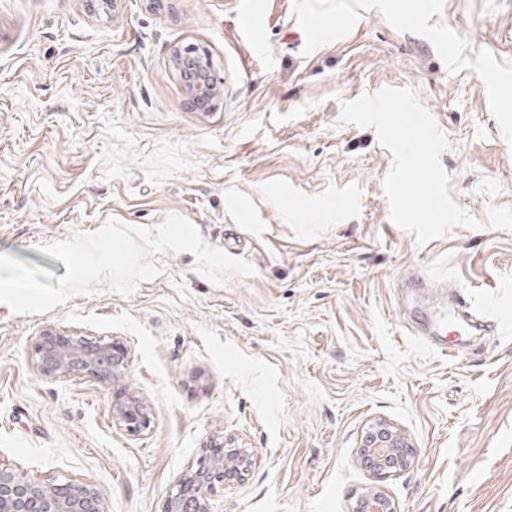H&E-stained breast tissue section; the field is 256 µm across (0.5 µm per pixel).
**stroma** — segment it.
Returning a JSON list of instances; mask_svg holds the SVG:
<instances>
[{
  "instance_id": "stroma-1",
  "label": "stroma",
  "mask_w": 512,
  "mask_h": 512,
  "mask_svg": "<svg viewBox=\"0 0 512 512\" xmlns=\"http://www.w3.org/2000/svg\"><path fill=\"white\" fill-rule=\"evenodd\" d=\"M188 46L224 81L214 111L185 103L171 56ZM506 72L512 0H0V253L60 277L42 246L177 215L254 268L215 285L168 251L128 295L104 279L46 313L0 305V464L162 512L202 449L245 448L214 512H348L382 419L417 452L382 483L400 512H512V321L439 327L462 300L512 305ZM386 87L446 135L449 193L479 228L420 245L391 221L392 155L340 119ZM47 328L122 340L128 370L41 377ZM124 390L150 406L142 435L112 420Z\"/></svg>"
}]
</instances>
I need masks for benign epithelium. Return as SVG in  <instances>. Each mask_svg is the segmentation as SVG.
<instances>
[{
  "mask_svg": "<svg viewBox=\"0 0 512 512\" xmlns=\"http://www.w3.org/2000/svg\"><path fill=\"white\" fill-rule=\"evenodd\" d=\"M172 62L186 75V104L201 110L214 108L215 100L223 96V80L213 72L209 55L189 46L175 51ZM33 352L37 372L51 380L82 374L110 382L124 375L129 366L128 348L120 340H93L52 328L36 337ZM112 419L137 436L150 428V408L143 398L128 394L113 400ZM356 454L375 482L356 498L350 512H397L396 503L379 482L412 465L415 450L407 438L378 421L368 427ZM250 468L251 458L244 448L202 449L197 467L181 475L170 488L163 512H212L209 492L218 484L244 479ZM0 512H103V498L88 483H43L0 466Z\"/></svg>",
  "mask_w": 512,
  "mask_h": 512,
  "instance_id": "obj_1",
  "label": "benign epithelium"
}]
</instances>
